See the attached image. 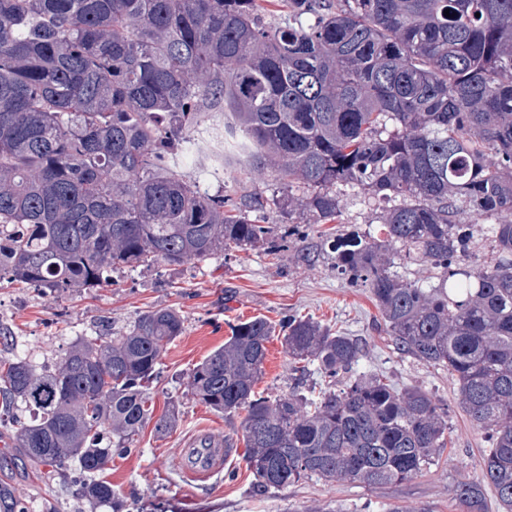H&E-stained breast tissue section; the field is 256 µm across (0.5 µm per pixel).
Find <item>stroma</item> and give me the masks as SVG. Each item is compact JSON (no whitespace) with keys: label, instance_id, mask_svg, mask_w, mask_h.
<instances>
[{"label":"stroma","instance_id":"1","mask_svg":"<svg viewBox=\"0 0 512 512\" xmlns=\"http://www.w3.org/2000/svg\"><path fill=\"white\" fill-rule=\"evenodd\" d=\"M174 168L208 194L239 204L265 203L267 221L278 232L298 225L306 236L308 258H301L288 242L275 252L219 251L180 266L124 268L113 271L111 284L59 296L0 284V326L11 332L8 341L0 343V359L21 355L39 370L53 368L77 340L126 329L145 311L172 308L183 316L184 332L168 345L153 383L156 412L175 405L180 413L177 425L160 434L154 423H147L131 453L113 457L105 471L128 512H391L395 507L418 512L424 506L431 512H464L453 490L459 482L479 476L482 436L455 407L447 371L395 350L368 290L348 287L337 277L324 225L298 211L308 187L297 181L281 191L275 172L258 176L239 165H223L207 153L175 155ZM336 193L343 204L334 223L338 231L374 228L387 207L356 187L340 185ZM282 195L288 196L291 213L273 205V198ZM291 315L312 317L362 339L358 372H384L398 387L422 388L451 405L450 444L421 475L375 487L312 477L267 493L254 492L253 477L239 452V419L224 418L198 403L185 381L194 365L223 346L231 325L257 316L276 325ZM267 348L257 390L273 399L287 394L293 371L280 336H273ZM14 432L13 423L0 422V459L15 461L0 470V489L11 491L29 512H112L107 506L76 501L70 471L51 476L46 466L22 457ZM203 432L232 439L236 450L222 472L190 485L181 477L178 450L188 436Z\"/></svg>","mask_w":512,"mask_h":512}]
</instances>
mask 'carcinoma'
<instances>
[{"mask_svg":"<svg viewBox=\"0 0 512 512\" xmlns=\"http://www.w3.org/2000/svg\"><path fill=\"white\" fill-rule=\"evenodd\" d=\"M273 2L0 0V283L101 288L118 268L280 249L275 225L170 166L175 149L191 153L198 112L224 110V164L308 185L300 207L316 221L339 216L338 185L404 200L376 232L326 239L336 274L369 290L398 351L448 371L484 436L481 476L455 499L486 512L487 485L512 512V221L489 227L495 257L476 268L474 225L456 221L512 214V0H280L288 19L268 26ZM397 245L435 282L394 270ZM183 330L161 308L78 341L51 370L4 362L16 447L73 471L79 500L121 512L102 473L151 419L150 385ZM281 331L288 394L255 392L274 333L262 317L235 325L185 383L210 410L244 414L256 491L313 476L402 483L433 464L449 408L358 374L354 336L294 316ZM312 366L334 385L317 397Z\"/></svg>","mask_w":512,"mask_h":512,"instance_id":"carcinoma-1","label":"carcinoma"}]
</instances>
